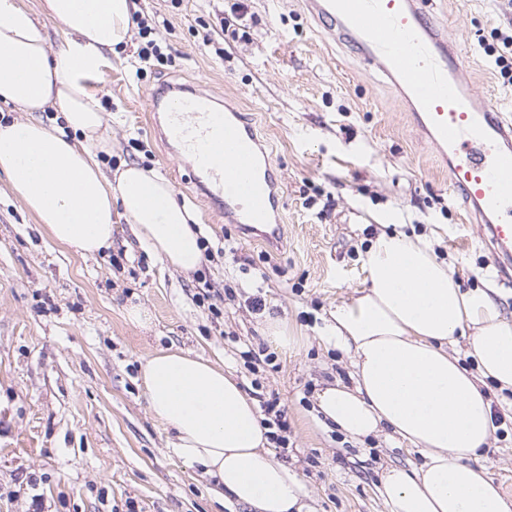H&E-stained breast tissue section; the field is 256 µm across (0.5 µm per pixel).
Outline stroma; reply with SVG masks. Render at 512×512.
I'll return each instance as SVG.
<instances>
[{
	"instance_id": "35a3bbf8",
	"label": "stroma",
	"mask_w": 512,
	"mask_h": 512,
	"mask_svg": "<svg viewBox=\"0 0 512 512\" xmlns=\"http://www.w3.org/2000/svg\"><path fill=\"white\" fill-rule=\"evenodd\" d=\"M466 53L477 94L512 119L478 46L512 30L495 0H426ZM155 16L172 60L138 73L140 36L110 54L89 87L110 120L109 167L133 162L163 175L193 209L203 237L226 251L183 273L162 264L117 218L108 252L84 258L56 243L0 175V512H250L219 502L212 480L169 453L172 434L148 409L142 357L189 350L222 364L257 405L278 400L288 427L277 460L302 478L315 512H386L381 471L423 461L385 436L350 440L324 422L316 394L348 381L346 354L322 329L330 310L366 286L363 265L378 224L428 235L463 290L492 289L512 318V280L498 277L479 224L399 90L344 45L318 32L301 0H135ZM187 86L239 106L254 123L282 185L281 225L269 244L224 221L204 201L177 145L146 108L153 91ZM120 259L111 266L108 256ZM222 289L220 316L201 302ZM146 308L149 328L126 318ZM288 328L287 347L265 333ZM498 428L480 463L512 501V393L487 385Z\"/></svg>"
}]
</instances>
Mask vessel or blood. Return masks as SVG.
I'll return each instance as SVG.
<instances>
[{"mask_svg":"<svg viewBox=\"0 0 512 512\" xmlns=\"http://www.w3.org/2000/svg\"><path fill=\"white\" fill-rule=\"evenodd\" d=\"M317 24L350 43L401 89L410 119L448 166L453 192L472 203L500 277L512 279V121L477 99L461 49L441 41L424 0H305ZM166 130L202 178L195 186L225 219L278 237L279 181L240 110L214 107L181 88L167 106Z\"/></svg>","mask_w":512,"mask_h":512,"instance_id":"b4317fda","label":"vessel or blood"}]
</instances>
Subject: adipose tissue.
Masks as SVG:
<instances>
[{
  "mask_svg": "<svg viewBox=\"0 0 512 512\" xmlns=\"http://www.w3.org/2000/svg\"><path fill=\"white\" fill-rule=\"evenodd\" d=\"M134 10V0H42L35 14L0 0V102L25 114L0 122V173L75 254L108 248L119 213L148 251L189 273L204 250L170 183L137 165L103 169L112 144L88 81L130 41ZM43 15L66 34L53 54ZM50 109L62 127L39 120ZM364 267L362 295L337 304L325 327L326 341L349 356L353 382L318 393L324 418L351 438L385 432L422 452L420 467L383 471L387 512H512L478 464L494 432L485 386L512 391V320L486 291L461 290L428 235L380 232ZM462 336L471 369L453 351ZM140 369L152 416L174 434L170 455L201 467L216 498L252 512H309L300 477L269 450V429L231 373L180 349L150 353Z\"/></svg>",
  "mask_w": 512,
  "mask_h": 512,
  "instance_id": "ef3b65f1",
  "label": "adipose tissue"
}]
</instances>
